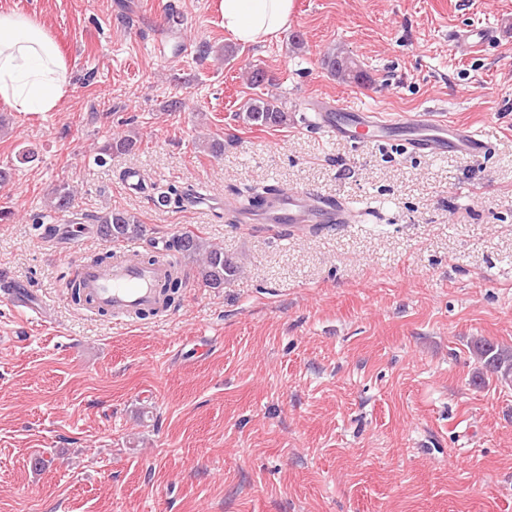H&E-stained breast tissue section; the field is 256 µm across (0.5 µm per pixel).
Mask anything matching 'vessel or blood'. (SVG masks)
<instances>
[{
	"instance_id": "b4317fda",
	"label": "vessel or blood",
	"mask_w": 512,
	"mask_h": 512,
	"mask_svg": "<svg viewBox=\"0 0 512 512\" xmlns=\"http://www.w3.org/2000/svg\"><path fill=\"white\" fill-rule=\"evenodd\" d=\"M495 38L493 29L477 26L453 34L455 45L465 53L481 51ZM311 110L315 127L357 143L387 139L392 129L399 128L404 132L407 149L414 153L450 151L471 156L489 150L487 141L469 127L448 123L429 110L397 121L372 112L351 111L325 100L315 102ZM264 215L268 223H288L295 233L311 224H341L345 221L340 208L324 206L311 194L288 190L269 202ZM77 271L94 310L127 315L155 307L170 267L164 261L141 262L136 258L134 248L121 247L109 263H81ZM0 297L22 314L35 318L40 313V300L16 288L10 274H0Z\"/></svg>"
}]
</instances>
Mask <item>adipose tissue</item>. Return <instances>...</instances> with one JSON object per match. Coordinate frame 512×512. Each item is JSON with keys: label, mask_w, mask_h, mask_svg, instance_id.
Returning a JSON list of instances; mask_svg holds the SVG:
<instances>
[{"label": "adipose tissue", "mask_w": 512, "mask_h": 512, "mask_svg": "<svg viewBox=\"0 0 512 512\" xmlns=\"http://www.w3.org/2000/svg\"><path fill=\"white\" fill-rule=\"evenodd\" d=\"M224 28L260 44L287 28L294 0H222ZM70 87L60 45L36 19L0 12V99L19 112L54 110Z\"/></svg>", "instance_id": "obj_1"}]
</instances>
